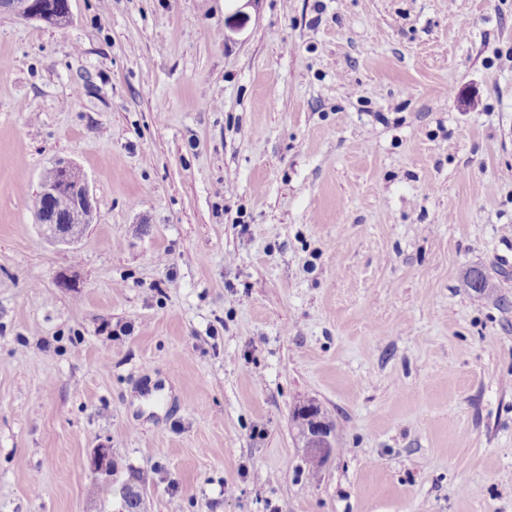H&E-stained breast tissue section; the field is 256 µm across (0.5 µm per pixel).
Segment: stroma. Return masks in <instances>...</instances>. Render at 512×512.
<instances>
[{
  "label": "stroma",
  "instance_id": "1",
  "mask_svg": "<svg viewBox=\"0 0 512 512\" xmlns=\"http://www.w3.org/2000/svg\"><path fill=\"white\" fill-rule=\"evenodd\" d=\"M70 7L0 14V512H512V0ZM73 167L74 164L71 163L70 161H57L51 169V172H48V174L41 182L40 192L38 195L39 200L48 195H55L57 191L63 189L65 187V184L60 183V173L63 171L68 172ZM81 177L82 174L78 170L75 171L73 176L69 174V187L75 188L77 184L80 183ZM43 204L45 208L49 210L50 214L57 216L58 220L69 217L71 213V222L64 223L69 225V229L64 233L57 230L56 224L62 223H58L55 216L50 217L47 213L44 219V212H42L41 219L36 218L37 223L45 229L47 236L54 241L63 243L70 242L75 239L74 237L80 233L85 225L91 224L92 222L94 212L93 197L86 179L77 186L74 198L73 193L66 190L56 196L47 197L43 201ZM332 430L333 426L331 424ZM332 430L327 426V423L322 419H315L314 426L306 429V443L308 444V450L316 452L320 457L323 458L324 463L329 459L333 452V442L331 439ZM328 433V434H327ZM317 454L308 451L306 455V468L307 473L311 477H315L322 464Z\"/></svg>",
  "mask_w": 512,
  "mask_h": 512
}]
</instances>
